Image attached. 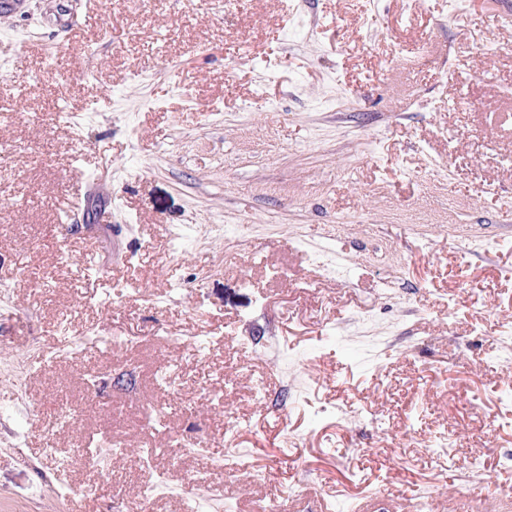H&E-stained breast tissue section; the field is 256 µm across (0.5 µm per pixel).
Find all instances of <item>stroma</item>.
<instances>
[{
    "label": "stroma",
    "mask_w": 512,
    "mask_h": 512,
    "mask_svg": "<svg viewBox=\"0 0 512 512\" xmlns=\"http://www.w3.org/2000/svg\"><path fill=\"white\" fill-rule=\"evenodd\" d=\"M92 2L0 13V512H138L156 474L154 512L495 504L512 488V14ZM83 181L109 210L95 269L86 210H60ZM64 331L83 346L58 350ZM147 405L162 425L135 419ZM442 433L450 464L429 449ZM91 436L123 454L89 465Z\"/></svg>",
    "instance_id": "35a3bbf8"
}]
</instances>
